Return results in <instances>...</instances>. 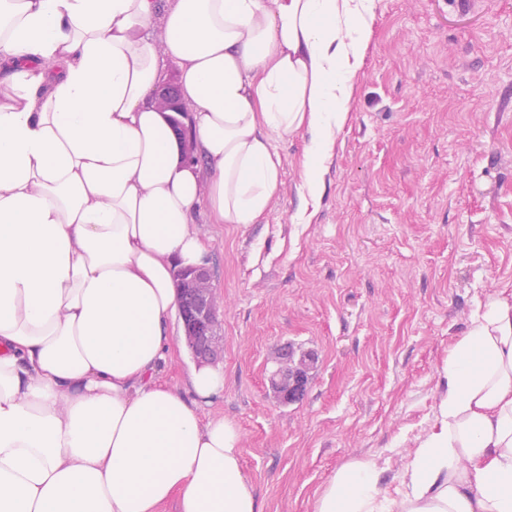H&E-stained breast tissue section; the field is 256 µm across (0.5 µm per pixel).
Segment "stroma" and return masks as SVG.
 <instances>
[{"label":"stroma","instance_id":"obj_1","mask_svg":"<svg viewBox=\"0 0 512 512\" xmlns=\"http://www.w3.org/2000/svg\"><path fill=\"white\" fill-rule=\"evenodd\" d=\"M346 121L302 221L308 130L274 136L278 188L253 224L194 228L220 298L224 391L261 512H315L368 457L394 494L490 302L512 303V0H373ZM318 361L279 406L283 343Z\"/></svg>","mask_w":512,"mask_h":512}]
</instances>
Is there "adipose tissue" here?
Returning a JSON list of instances; mask_svg holds the SVG:
<instances>
[{
	"label": "adipose tissue",
	"mask_w": 512,
	"mask_h": 512,
	"mask_svg": "<svg viewBox=\"0 0 512 512\" xmlns=\"http://www.w3.org/2000/svg\"><path fill=\"white\" fill-rule=\"evenodd\" d=\"M367 30L358 0H0V512H260L238 429L201 415L223 369L193 368L185 394L157 377L173 271L203 263L200 198L221 224L265 212L272 135L311 131L318 199ZM166 58L197 164L151 101ZM443 372L394 495L360 457L315 512H512V304Z\"/></svg>",
	"instance_id": "1"
}]
</instances>
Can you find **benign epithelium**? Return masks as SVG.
I'll return each instance as SVG.
<instances>
[{
  "label": "benign epithelium",
  "instance_id": "benign-epithelium-1",
  "mask_svg": "<svg viewBox=\"0 0 512 512\" xmlns=\"http://www.w3.org/2000/svg\"><path fill=\"white\" fill-rule=\"evenodd\" d=\"M154 104L160 112H174L185 116L187 106L182 102L179 88L171 81L159 84L154 92ZM175 134L183 145L187 160H193L189 130L183 123L170 119ZM177 286L193 302L190 312H180L186 345L198 364H213L223 353V337L219 336L217 309L218 301L212 290L210 269L204 265L175 271ZM316 356L307 352L301 356L293 369H287L288 361L280 360V367L271 376L270 383L278 403L282 406L297 401L309 381L308 368Z\"/></svg>",
  "mask_w": 512,
  "mask_h": 512
}]
</instances>
